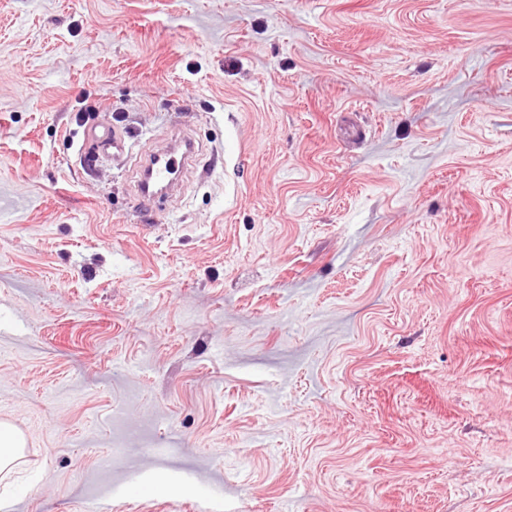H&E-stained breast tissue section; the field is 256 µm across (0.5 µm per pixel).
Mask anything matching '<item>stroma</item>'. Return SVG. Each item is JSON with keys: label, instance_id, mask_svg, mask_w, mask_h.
<instances>
[{"label": "stroma", "instance_id": "35a3bbf8", "mask_svg": "<svg viewBox=\"0 0 512 512\" xmlns=\"http://www.w3.org/2000/svg\"><path fill=\"white\" fill-rule=\"evenodd\" d=\"M1 420L0 512H512V0H0ZM84 140L95 142L103 154H120L126 149V137L115 128L106 130L97 125L85 126L83 129ZM195 153L196 147L194 143L189 140L180 159L175 154L170 153L164 159L163 163L159 162L149 170L147 177L155 185L162 186L163 188L169 187L171 185V175L180 171L181 165L182 168L189 165ZM22 434L12 425L0 422V473L13 470L17 459V448H23Z\"/></svg>", "mask_w": 512, "mask_h": 512}]
</instances>
